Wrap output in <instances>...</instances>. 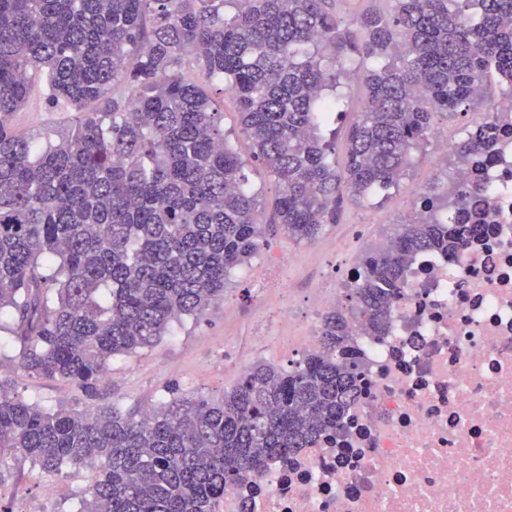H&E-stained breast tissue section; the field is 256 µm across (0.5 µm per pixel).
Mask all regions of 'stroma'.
<instances>
[{
    "mask_svg": "<svg viewBox=\"0 0 512 512\" xmlns=\"http://www.w3.org/2000/svg\"><path fill=\"white\" fill-rule=\"evenodd\" d=\"M217 109L224 113V137L242 156H249L247 139L241 133L236 104L231 93L220 85L207 89ZM43 83H36L28 108L12 113L9 126L35 138L57 139L76 124L78 115L67 108L48 106ZM436 146L414 154L406 176L397 188L361 202H344L335 223L325 225L318 238L296 242L282 231L266 235L267 243L251 261L233 271L221 301L211 304L198 318L186 317L172 326L152 347L136 354L114 357L103 382L106 403L125 411H138L168 400L170 388L189 394L221 397L243 370L238 325L225 322L224 306H237L242 317L256 312L275 315L282 298L277 286L292 284V302L300 313H307V298L320 284L324 272L348 269L370 246L404 219L424 193L446 183L452 168L435 161ZM300 257L289 265V257ZM18 346L10 334L0 333V358L10 361L9 372L15 392L49 408L83 409L88 400L72 382L30 374L14 366ZM94 472L87 467L67 469L64 476L44 474L27 461L10 462L0 469V507L7 512H77L81 498L90 494Z\"/></svg>",
    "mask_w": 512,
    "mask_h": 512,
    "instance_id": "35a3bbf8",
    "label": "stroma"
}]
</instances>
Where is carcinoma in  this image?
I'll use <instances>...</instances> for the list:
<instances>
[{
	"label": "carcinoma",
	"mask_w": 512,
	"mask_h": 512,
	"mask_svg": "<svg viewBox=\"0 0 512 512\" xmlns=\"http://www.w3.org/2000/svg\"><path fill=\"white\" fill-rule=\"evenodd\" d=\"M390 2L352 29L328 0H0V116L26 107L35 77L52 106L82 113L42 145L0 122V314L13 318L0 331L20 343L18 365L95 398L113 357L200 317L266 241L245 163L223 113L183 77L185 56L235 97L252 161L278 187L275 227L294 240L336 223L344 199L398 186L433 114L468 112L489 77L512 100V0ZM350 51L367 103L339 172L329 93ZM486 113L455 145L458 163L494 160L498 115ZM470 197L455 179L423 195L391 246L364 252L317 349L287 370L257 362L219 398L173 389L137 412L49 410L15 394L0 360V464L60 476L101 463L79 512H219L226 482L340 425L362 376L347 359L352 318L382 332L406 258L478 232L439 218Z\"/></svg>",
	"instance_id": "cac0c4a2"
}]
</instances>
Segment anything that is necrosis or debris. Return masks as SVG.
<instances>
[{"instance_id": "obj_1", "label": "necrosis or debris", "mask_w": 512, "mask_h": 512, "mask_svg": "<svg viewBox=\"0 0 512 512\" xmlns=\"http://www.w3.org/2000/svg\"><path fill=\"white\" fill-rule=\"evenodd\" d=\"M478 182L479 234L405 262L341 427L224 488L222 512H512V121Z\"/></svg>"}]
</instances>
